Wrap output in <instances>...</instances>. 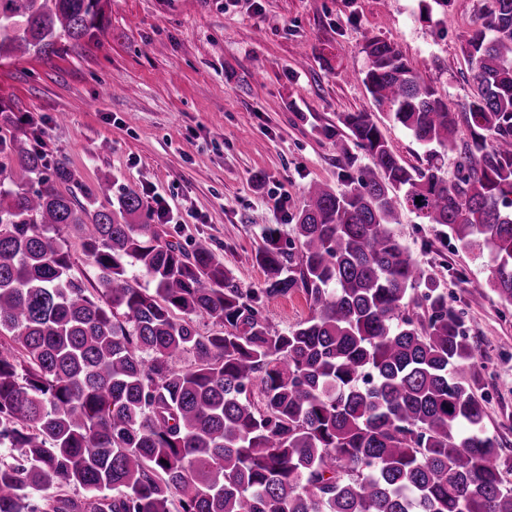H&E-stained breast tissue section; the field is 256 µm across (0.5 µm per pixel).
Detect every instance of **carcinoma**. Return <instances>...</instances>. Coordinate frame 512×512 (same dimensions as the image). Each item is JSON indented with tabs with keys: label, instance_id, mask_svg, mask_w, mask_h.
Here are the masks:
<instances>
[{
	"label": "carcinoma",
	"instance_id": "cac0c4a2",
	"mask_svg": "<svg viewBox=\"0 0 512 512\" xmlns=\"http://www.w3.org/2000/svg\"><path fill=\"white\" fill-rule=\"evenodd\" d=\"M110 2L0 0V59L93 41ZM486 2L456 111L395 44L367 42L359 77L425 163L343 113L347 189L308 187L297 253L263 229L256 290L210 241L188 251L141 221L137 191L87 194L37 123L0 119V445L18 451L0 512H512L480 348L392 229L406 209L492 254L486 285L512 303V0ZM71 225L96 293L72 273ZM295 290L311 315L280 332L265 306ZM54 482L87 496L44 494Z\"/></svg>",
	"mask_w": 512,
	"mask_h": 512
}]
</instances>
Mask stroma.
<instances>
[{
  "mask_svg": "<svg viewBox=\"0 0 512 512\" xmlns=\"http://www.w3.org/2000/svg\"><path fill=\"white\" fill-rule=\"evenodd\" d=\"M483 0H111L97 41L58 55L0 61V110L34 118L49 149L90 189L136 190L174 216L168 239L209 238L234 285L262 287L254 255L266 226L295 242L304 190L345 187L329 138L344 112L373 113L394 151L423 150L387 122L358 77L363 48L395 43L450 106L473 82L459 50ZM109 150H101L102 142ZM395 231L448 289L481 348L485 427L512 451V304L474 257L433 225Z\"/></svg>",
  "mask_w": 512,
  "mask_h": 512,
  "instance_id": "stroma-1",
  "label": "stroma"
}]
</instances>
